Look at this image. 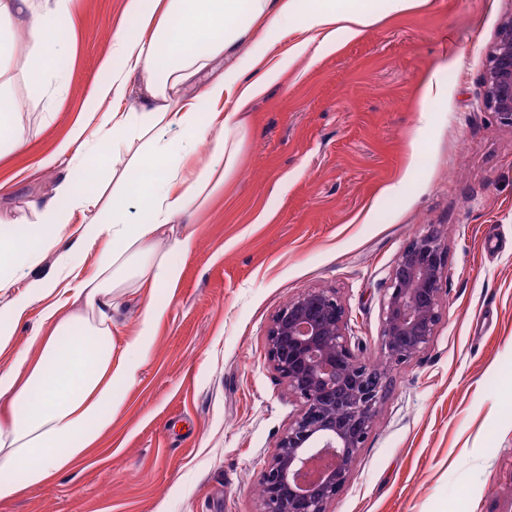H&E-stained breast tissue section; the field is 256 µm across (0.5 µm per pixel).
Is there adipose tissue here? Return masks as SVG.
Wrapping results in <instances>:
<instances>
[{
  "label": "adipose tissue",
  "mask_w": 512,
  "mask_h": 512,
  "mask_svg": "<svg viewBox=\"0 0 512 512\" xmlns=\"http://www.w3.org/2000/svg\"><path fill=\"white\" fill-rule=\"evenodd\" d=\"M74 0H0V147L23 150L14 90L26 80L35 101L67 87L60 62L69 47L59 34L72 22ZM374 21L366 0H124L101 62L104 79L82 109L101 115L102 136L82 161V178L95 188L103 162L131 152L101 214L63 174L35 201L37 221L0 239V354L12 352L0 371V502L45 485L69 471L112 428V415L147 360L165 310L155 296L176 287L180 268L157 242L178 219L208 206L239 159L255 100L277 84L302 56L329 55L340 38L362 34ZM300 40L281 43L293 32ZM28 54L23 69L12 64L18 42ZM223 73L200 77L218 61ZM196 97H187L190 87ZM223 108V136L194 170L186 162L209 129L201 106ZM136 197L147 221L129 223L126 200ZM84 221L74 224L76 212ZM100 245L96 266L79 274L82 249ZM58 250L54 272L13 291L16 275L44 249ZM143 290L138 327L114 342L117 289ZM41 304L45 334L15 349L14 336L33 304Z\"/></svg>",
  "instance_id": "ef3b65f1"
}]
</instances>
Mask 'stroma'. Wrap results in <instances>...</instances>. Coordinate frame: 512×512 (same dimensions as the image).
Masks as SVG:
<instances>
[{
    "label": "stroma",
    "mask_w": 512,
    "mask_h": 512,
    "mask_svg": "<svg viewBox=\"0 0 512 512\" xmlns=\"http://www.w3.org/2000/svg\"><path fill=\"white\" fill-rule=\"evenodd\" d=\"M123 0H76L69 86L52 116L17 83L25 152L0 157V226L73 159L54 157L100 68ZM375 23L300 58L252 105L239 164L192 233L150 357L99 449L0 512H260L257 477L299 404L267 359L288 300L336 292L352 348L381 364L382 301L404 247L435 227L448 250L430 347L389 373L346 488L327 512H512V129L481 105L486 54L512 0H371ZM442 89L419 109L428 81ZM399 192H389L393 183Z\"/></svg>",
    "instance_id": "stroma-1"
}]
</instances>
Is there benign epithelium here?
Here are the masks:
<instances>
[{
    "label": "benign epithelium",
    "mask_w": 512,
    "mask_h": 512,
    "mask_svg": "<svg viewBox=\"0 0 512 512\" xmlns=\"http://www.w3.org/2000/svg\"><path fill=\"white\" fill-rule=\"evenodd\" d=\"M482 104L512 128V16L489 50ZM447 266V248L435 229L397 257L383 296L381 350L388 363H405L430 346ZM266 336L268 360L301 408L259 475L261 512H327L372 430L387 372L356 357L346 309L324 289L288 301Z\"/></svg>",
    "instance_id": "1"
}]
</instances>
